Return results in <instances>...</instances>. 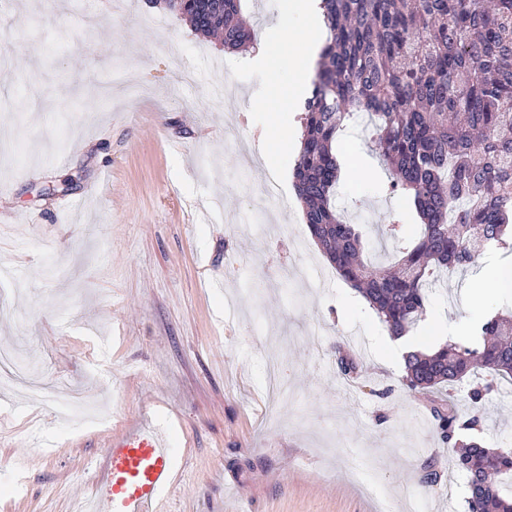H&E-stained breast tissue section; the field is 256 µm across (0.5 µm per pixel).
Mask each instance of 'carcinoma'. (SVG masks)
I'll return each mask as SVG.
<instances>
[{
    "mask_svg": "<svg viewBox=\"0 0 512 512\" xmlns=\"http://www.w3.org/2000/svg\"><path fill=\"white\" fill-rule=\"evenodd\" d=\"M164 2L196 32L222 35L225 50L255 48L242 0ZM321 8L327 37L304 104L293 184L309 233L337 274L390 335L405 336L441 271L466 270L487 246L512 247V0H321ZM358 112L371 121L390 187L407 193L420 223L415 239L386 227L399 246L385 269L370 255L365 225L346 221L334 200L337 138ZM481 332L478 348L451 342L405 356L408 387L434 402L445 385L489 377L471 390L468 421L451 404L433 408L448 442L478 425L484 397L512 377V311ZM462 447L455 465L467 473L470 507L512 512L503 490L512 450L493 453L476 439Z\"/></svg>",
    "mask_w": 512,
    "mask_h": 512,
    "instance_id": "1",
    "label": "carcinoma"
}]
</instances>
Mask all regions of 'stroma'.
<instances>
[{
  "mask_svg": "<svg viewBox=\"0 0 512 512\" xmlns=\"http://www.w3.org/2000/svg\"><path fill=\"white\" fill-rule=\"evenodd\" d=\"M0 0V346L53 385L49 413L0 389V512H102L113 434L163 429L178 460L153 512H469L427 395L376 312L311 238L293 188L297 151L263 153L276 120L255 112L270 76L147 0ZM272 58L298 51L287 0H244ZM336 207L369 230L418 227L357 115L339 147ZM276 179L281 196L262 186ZM512 264L492 246L430 293V324L465 328L512 308V289L470 308L471 280ZM235 298L239 312L225 320ZM356 370L344 374L340 358ZM79 396L88 418L65 422ZM512 449V383L476 433Z\"/></svg>",
  "mask_w": 512,
  "mask_h": 512,
  "instance_id": "obj_1",
  "label": "stroma"
}]
</instances>
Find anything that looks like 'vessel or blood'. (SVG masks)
Here are the masks:
<instances>
[{
    "mask_svg": "<svg viewBox=\"0 0 512 512\" xmlns=\"http://www.w3.org/2000/svg\"><path fill=\"white\" fill-rule=\"evenodd\" d=\"M107 512H145L157 493L172 482L170 444L156 428L115 436L106 445Z\"/></svg>",
    "mask_w": 512,
    "mask_h": 512,
    "instance_id": "vessel-or-blood-1",
    "label": "vessel or blood"
}]
</instances>
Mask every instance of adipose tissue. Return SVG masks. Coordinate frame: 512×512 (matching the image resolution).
I'll use <instances>...</instances> for the list:
<instances>
[{
    "instance_id": "1",
    "label": "adipose tissue",
    "mask_w": 512,
    "mask_h": 512,
    "mask_svg": "<svg viewBox=\"0 0 512 512\" xmlns=\"http://www.w3.org/2000/svg\"><path fill=\"white\" fill-rule=\"evenodd\" d=\"M288 10L301 16L305 22L302 40L305 48L298 54H288L279 59H271L265 51H256L254 63L266 69L270 74H277L280 68H287L290 78L287 84H273L272 95L283 104H292L308 91V77L320 46L318 23L321 13L320 0H290Z\"/></svg>"
}]
</instances>
